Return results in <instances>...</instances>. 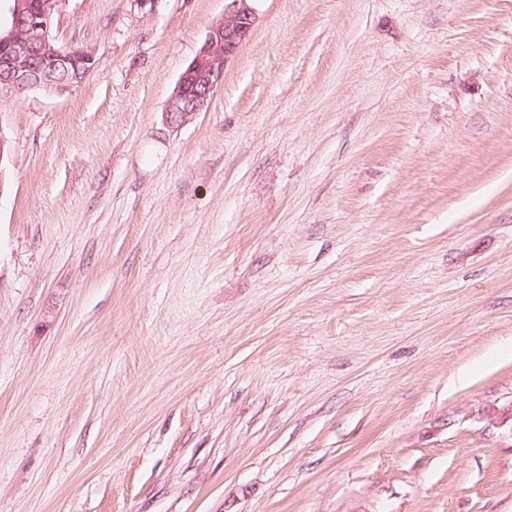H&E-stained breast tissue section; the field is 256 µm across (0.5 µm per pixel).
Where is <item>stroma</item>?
<instances>
[{
	"label": "stroma",
	"mask_w": 512,
	"mask_h": 512,
	"mask_svg": "<svg viewBox=\"0 0 512 512\" xmlns=\"http://www.w3.org/2000/svg\"><path fill=\"white\" fill-rule=\"evenodd\" d=\"M226 4L0 86V512H512V0H256L168 127ZM224 18L215 24L199 52L181 74L163 113L171 127H179L209 104L214 92L224 82V66L249 37L257 21L251 2L227 0Z\"/></svg>",
	"instance_id": "35a3bbf8"
}]
</instances>
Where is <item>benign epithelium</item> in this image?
Returning a JSON list of instances; mask_svg holds the SVG:
<instances>
[{"label":"benign epithelium","instance_id":"benign-epithelium-1","mask_svg":"<svg viewBox=\"0 0 512 512\" xmlns=\"http://www.w3.org/2000/svg\"><path fill=\"white\" fill-rule=\"evenodd\" d=\"M63 0H11L0 21V84L19 91L38 89L62 94L93 69L88 53L60 47L52 35L53 18ZM253 0H228L224 18L215 24L199 52L181 74L164 112L179 127L209 104L224 83V66L249 37L257 21ZM75 69V79L55 78L60 69Z\"/></svg>","mask_w":512,"mask_h":512}]
</instances>
